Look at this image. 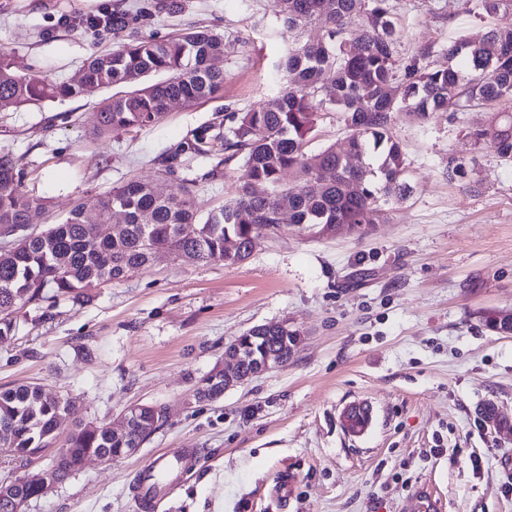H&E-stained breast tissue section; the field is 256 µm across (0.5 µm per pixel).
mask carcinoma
Masks as SVG:
<instances>
[{
	"label": "carcinoma",
	"mask_w": 512,
	"mask_h": 512,
	"mask_svg": "<svg viewBox=\"0 0 512 512\" xmlns=\"http://www.w3.org/2000/svg\"><path fill=\"white\" fill-rule=\"evenodd\" d=\"M486 15L512 14V0H477ZM275 16L297 28L319 20L325 36L299 43L285 59L286 84L270 104L234 114L227 131L205 126L192 133L174 157H211L214 145L242 157L234 197L207 216L194 207L196 181L178 196L162 197L150 183L132 179L112 191L75 205L69 215L36 235L14 240L11 258L0 261V309L38 299L46 287L79 296L101 281L117 280L147 265L152 252L186 255L192 261L241 263L240 248L274 231L288 211L300 229L324 235L325 227L345 224L362 236L386 222L384 205L405 195L403 150L390 134L391 114L431 112L488 105L512 98V23L481 36L448 44V67L427 62L430 50L408 63L396 59L399 40L389 0H272ZM230 44L209 29L187 28L170 39L133 37L84 64L77 85L47 83L15 74L0 53V99L14 105L48 98L77 97L85 87L127 91L103 99L95 112L101 134L158 123L174 102L192 104L224 91V71L215 61ZM343 114L349 130L346 154L328 148L307 153L322 113ZM512 161V113L493 114L472 134ZM295 183L283 182L285 171ZM43 209L23 190L11 158L0 154V226L14 230ZM238 243L227 252L225 243ZM71 403L39 384L0 390V447L27 458L53 447ZM166 422L158 409L143 415L135 437L147 440ZM127 444L106 424H78L67 449L56 455L59 477L100 452L117 454Z\"/></svg>",
	"instance_id": "obj_1"
}]
</instances>
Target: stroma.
<instances>
[{"instance_id": "35a3bbf8", "label": "stroma", "mask_w": 512, "mask_h": 512, "mask_svg": "<svg viewBox=\"0 0 512 512\" xmlns=\"http://www.w3.org/2000/svg\"><path fill=\"white\" fill-rule=\"evenodd\" d=\"M0 0V52L13 70L75 82L86 60L117 48L118 34L89 26L109 9L135 14L140 35L166 39L191 25L222 34L224 91L177 105L156 125L106 135L94 112L101 90L0 109V154L10 155L44 211L31 231L131 179L162 196L198 179V215L235 190L240 160L222 166L174 160L192 131L267 104L281 63L300 40H320L314 21L292 29L271 0ZM401 63L430 47L444 67L449 41L499 20L465 0H391ZM492 108L393 115L411 193L364 237H319L282 220L251 256L227 266L163 255L129 276L55 295L9 312L0 339V389L39 383L72 400L69 424L105 423L135 404L164 407L168 421L138 453L87 460L31 499L25 512H139L135 474L159 455L195 449L197 461L156 498V512H512V432L487 428L493 405L512 423V335L490 331L489 313L512 311V163L471 132ZM467 162V176L448 173ZM171 173H163L165 161ZM288 322L303 341L287 365L228 391L195 398L199 380L224 364V347L249 328ZM368 404L372 421L352 435L343 410Z\"/></svg>"}]
</instances>
